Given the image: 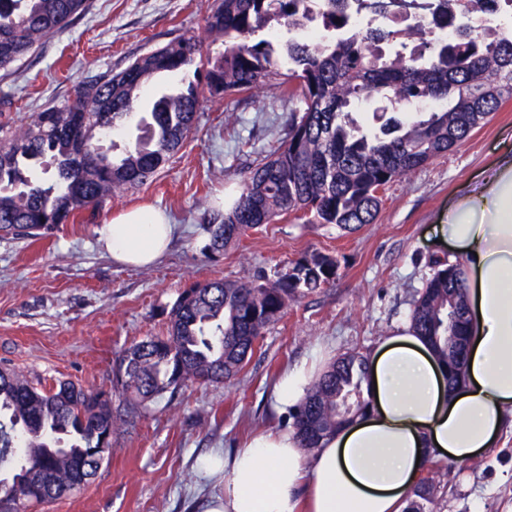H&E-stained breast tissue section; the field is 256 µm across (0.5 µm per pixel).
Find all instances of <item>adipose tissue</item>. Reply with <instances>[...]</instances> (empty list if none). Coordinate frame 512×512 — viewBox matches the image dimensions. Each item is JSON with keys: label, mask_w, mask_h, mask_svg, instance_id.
I'll return each mask as SVG.
<instances>
[{"label": "adipose tissue", "mask_w": 512, "mask_h": 512, "mask_svg": "<svg viewBox=\"0 0 512 512\" xmlns=\"http://www.w3.org/2000/svg\"><path fill=\"white\" fill-rule=\"evenodd\" d=\"M452 251L466 288L472 340L464 381L448 387L445 366L411 328L386 338L369 359L376 392L363 418L305 452L294 431L258 433L208 457L204 475L219 490L204 512H403L420 460L463 462L494 447L512 414V152L448 209L434 228ZM174 232L149 206L104 223L113 260L155 261ZM313 379L289 368L274 387L280 412L296 411Z\"/></svg>", "instance_id": "adipose-tissue-1"}]
</instances>
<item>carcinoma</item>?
I'll return each instance as SVG.
<instances>
[{"label": "carcinoma", "instance_id": "obj_1", "mask_svg": "<svg viewBox=\"0 0 512 512\" xmlns=\"http://www.w3.org/2000/svg\"><path fill=\"white\" fill-rule=\"evenodd\" d=\"M393 7L413 11L415 23L391 54L385 45L399 35L387 26ZM88 9V0H0V69ZM504 10L512 14V0H216L205 26L223 49L197 82L153 102L152 123L117 160L98 159L101 125L115 127L135 111L156 75L187 76L202 49L197 37L151 50L0 134V233L42 235L152 180L195 129L200 83L212 97L275 86L292 105L284 146L251 168L230 210L209 216L211 252L284 215L343 229L372 224L393 182L463 143L512 99V26L496 22ZM317 18L326 36L315 42L256 39L273 27L302 31ZM447 29L451 38L435 36ZM376 95L394 112L421 102L433 107L426 119L391 117L365 131L354 114ZM45 158L55 168L48 186L31 178ZM433 266L410 321L451 372L469 310L457 266L438 259ZM334 277L335 260L312 255L271 277L193 283L172 307L164 334L116 356L113 392L145 404L169 389L231 380L288 303ZM367 362L344 354L312 383L293 414L304 448L318 447L368 409ZM116 423L110 399L98 391L67 380L47 387L0 368V464H11L0 492L10 488L14 512L80 489L98 469L95 449L112 447ZM441 468L430 462L405 512H433L425 505L443 494Z\"/></svg>", "mask_w": 512, "mask_h": 512}]
</instances>
